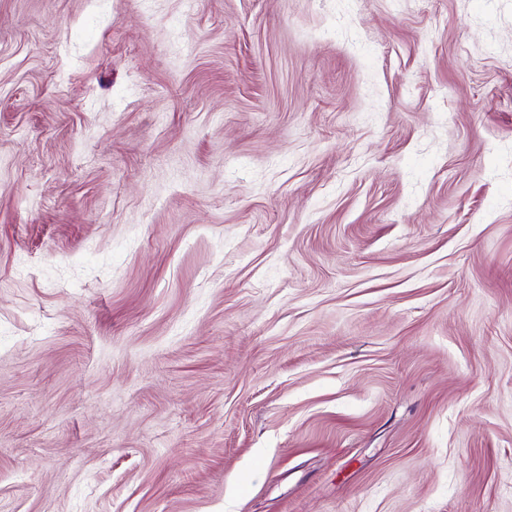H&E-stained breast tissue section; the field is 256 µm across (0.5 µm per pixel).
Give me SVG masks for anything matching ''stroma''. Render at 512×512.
<instances>
[{"instance_id":"35a3bbf8","label":"stroma","mask_w":512,"mask_h":512,"mask_svg":"<svg viewBox=\"0 0 512 512\" xmlns=\"http://www.w3.org/2000/svg\"><path fill=\"white\" fill-rule=\"evenodd\" d=\"M0 512H512V0H0Z\"/></svg>"}]
</instances>
